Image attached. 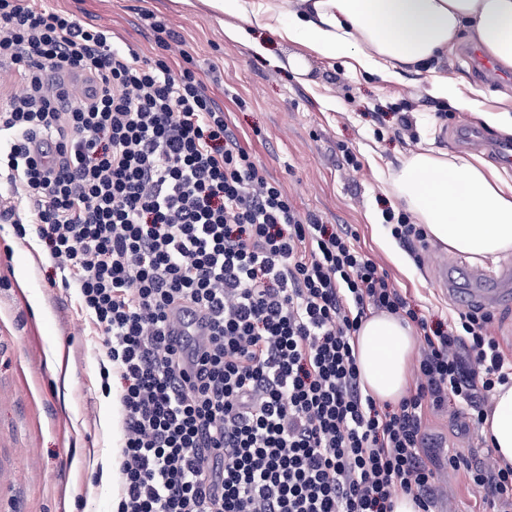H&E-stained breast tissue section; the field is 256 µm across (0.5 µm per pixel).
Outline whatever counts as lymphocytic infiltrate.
<instances>
[{"instance_id": "obj_1", "label": "lymphocytic infiltrate", "mask_w": 512, "mask_h": 512, "mask_svg": "<svg viewBox=\"0 0 512 512\" xmlns=\"http://www.w3.org/2000/svg\"><path fill=\"white\" fill-rule=\"evenodd\" d=\"M0 180V220L27 200L18 235L34 226L74 280L101 378L120 382L111 512H392L396 486L431 512L427 410L451 397L478 424L512 383L490 313L470 309L425 333L418 385L379 410L355 335L378 311L418 316L352 230L301 216L190 69L44 0H0ZM179 302L212 318L189 370L168 332ZM448 466L483 512H512V465Z\"/></svg>"}]
</instances>
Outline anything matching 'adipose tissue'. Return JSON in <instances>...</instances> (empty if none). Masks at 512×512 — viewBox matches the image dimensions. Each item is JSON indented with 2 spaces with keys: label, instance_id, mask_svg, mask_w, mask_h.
Returning a JSON list of instances; mask_svg holds the SVG:
<instances>
[{
  "label": "adipose tissue",
  "instance_id": "obj_1",
  "mask_svg": "<svg viewBox=\"0 0 512 512\" xmlns=\"http://www.w3.org/2000/svg\"><path fill=\"white\" fill-rule=\"evenodd\" d=\"M208 15L231 17L224 37L247 39V25L318 57H348L354 68L387 82L403 71L424 77L425 93L448 106L473 111L485 126L512 137V112L482 108L433 63L461 32L504 71H512V0H198ZM402 200L428 235L473 258L512 251V180L474 156L431 149L411 154L392 175ZM417 345L412 328L396 316L374 313L355 337L364 392L377 402L399 401ZM481 432L497 457L512 464V385L497 386Z\"/></svg>",
  "mask_w": 512,
  "mask_h": 512
}]
</instances>
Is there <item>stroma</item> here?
Wrapping results in <instances>:
<instances>
[{"label":"stroma","mask_w":512,"mask_h":512,"mask_svg":"<svg viewBox=\"0 0 512 512\" xmlns=\"http://www.w3.org/2000/svg\"><path fill=\"white\" fill-rule=\"evenodd\" d=\"M80 21L105 27L116 44L141 56L163 55L173 68L192 57L193 69L208 90L224 103L228 121L243 145L271 179L279 181L301 214L326 224H344L380 272L406 295L428 326L446 323L462 312V289L476 287L480 270L512 264V253L473 260L433 239L396 242L407 265L393 261L384 248L391 239L386 211L404 206L389 188L391 172L421 148L473 155L512 174V160L499 158L504 137L481 127L472 112L441 104L424 92L421 75L405 72L383 83L343 60H325L304 52V79L273 68L268 56L294 53L261 28L242 42L224 39L219 21L183 5L181 0H47ZM153 15L173 39L158 43L147 24ZM262 42L267 56L254 53ZM437 68L462 89L481 90V103L498 106L512 96V73L489 64L468 33ZM412 118L402 131L397 116ZM357 159L348 167L343 151ZM35 232L18 238L13 225L0 222V512H108L112 482H100L90 468L92 455L118 451L120 430L112 426L111 394L103 388L100 364L105 348L81 312L77 290L65 286L62 273L42 258ZM36 254L28 267L27 254ZM455 266L456 291L444 289L435 259ZM28 269L26 285L15 273ZM67 371L68 386L57 381ZM427 454L436 473L435 512H475L476 495L461 473L449 469L456 453L486 462L488 447L480 428L462 430L454 403L428 414ZM94 484L92 496L77 497L71 488Z\"/></svg>","instance_id":"stroma-1"}]
</instances>
